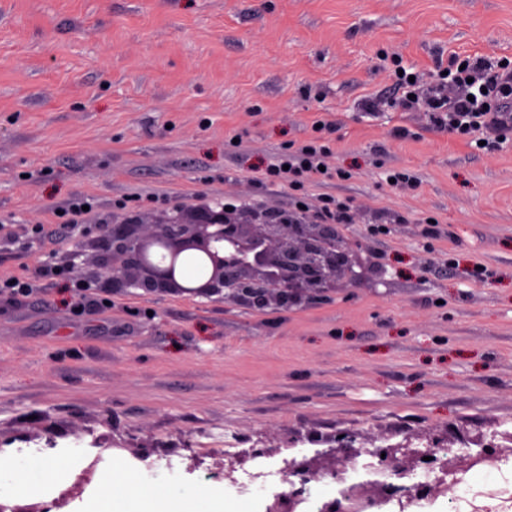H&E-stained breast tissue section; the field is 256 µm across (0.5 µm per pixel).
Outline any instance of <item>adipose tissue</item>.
Returning a JSON list of instances; mask_svg holds the SVG:
<instances>
[{
  "label": "adipose tissue",
  "mask_w": 512,
  "mask_h": 512,
  "mask_svg": "<svg viewBox=\"0 0 512 512\" xmlns=\"http://www.w3.org/2000/svg\"><path fill=\"white\" fill-rule=\"evenodd\" d=\"M55 476L54 467L42 456L0 455L1 491L34 490L52 483ZM106 482L116 487V494L100 496L90 512H224L223 494L203 489L186 496L171 477L142 487L115 469L107 475Z\"/></svg>",
  "instance_id": "1"
}]
</instances>
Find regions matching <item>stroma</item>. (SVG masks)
Returning <instances> with one entry per match:
<instances>
[{
  "label": "stroma",
  "instance_id": "obj_1",
  "mask_svg": "<svg viewBox=\"0 0 512 512\" xmlns=\"http://www.w3.org/2000/svg\"><path fill=\"white\" fill-rule=\"evenodd\" d=\"M454 54L512 60V0H0V223L50 230L0 245V276L67 255L80 274L82 232L56 215L77 195L111 224L226 200L294 210L262 174L319 120L350 177L307 203L354 202L344 233L372 269L289 311L132 290L76 317L61 280L0 297V453L40 451L59 474L0 494L5 512H84L115 463L220 493L293 442L512 431V133L479 150L402 111L389 62L429 86ZM390 167L417 187L386 185Z\"/></svg>",
  "mask_w": 512,
  "mask_h": 512
}]
</instances>
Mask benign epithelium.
<instances>
[{"label": "benign epithelium", "mask_w": 512, "mask_h": 512, "mask_svg": "<svg viewBox=\"0 0 512 512\" xmlns=\"http://www.w3.org/2000/svg\"><path fill=\"white\" fill-rule=\"evenodd\" d=\"M343 239L341 225L303 222L279 209L249 212H214L195 208L188 217L178 214L161 224H141L129 219L114 224L107 234L85 241L94 253L90 275L101 279L114 292L138 288L147 294H190L221 296L251 309L292 308L321 300L346 286L357 276V244ZM199 258L205 267L202 277L188 281L182 263L188 256ZM349 435L337 439V446L317 451L309 459L288 461V470L303 486L321 475L336 477L338 468L316 469L314 462L328 456L365 453L377 467L389 469L396 477L403 468L439 470L432 486L412 492L397 483L378 481L364 472L338 494L324 501L316 512H378L391 503L403 509L428 502L451 492L460 482L459 473L470 470L476 458L493 454L506 459L512 448L500 449L473 435L465 427L448 425L445 432L431 437L427 448L399 444L390 448L354 447ZM463 453L444 458L455 443ZM405 467H400L399 462Z\"/></svg>", "instance_id": "obj_1"}]
</instances>
